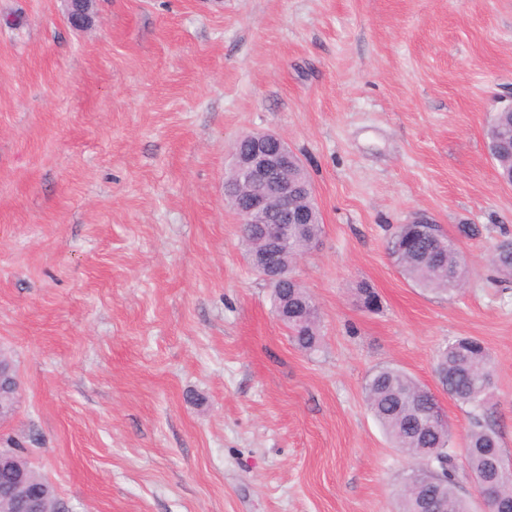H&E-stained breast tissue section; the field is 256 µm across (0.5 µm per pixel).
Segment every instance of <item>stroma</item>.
<instances>
[{
	"mask_svg": "<svg viewBox=\"0 0 512 512\" xmlns=\"http://www.w3.org/2000/svg\"><path fill=\"white\" fill-rule=\"evenodd\" d=\"M0 0V350L21 381L0 441L64 512H397L412 462L368 410L397 366L462 450L471 416L436 374L488 347V415L512 456V185L486 147L512 101V0ZM286 138L322 232L292 273L319 312L299 350L224 203L234 141ZM426 214L459 238L456 295L393 265ZM379 293L371 313L362 285ZM66 18L70 26L80 32L90 29L96 18L95 0H65ZM490 263L502 275L512 277V237H504L497 242Z\"/></svg>",
	"mask_w": 512,
	"mask_h": 512,
	"instance_id": "35a3bbf8",
	"label": "stroma"
}]
</instances>
